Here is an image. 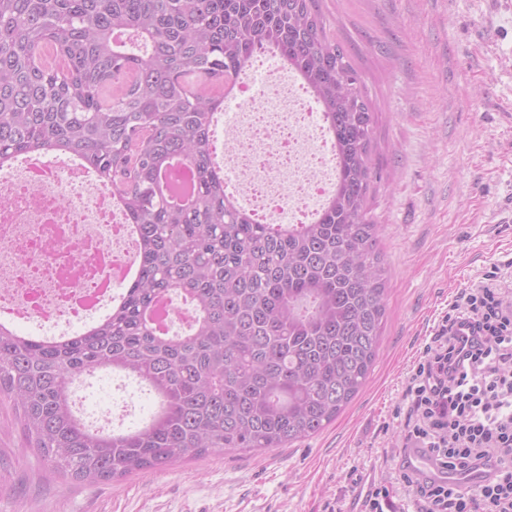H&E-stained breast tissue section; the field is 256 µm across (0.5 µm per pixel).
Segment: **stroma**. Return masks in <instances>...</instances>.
I'll use <instances>...</instances> for the list:
<instances>
[{
	"mask_svg": "<svg viewBox=\"0 0 512 512\" xmlns=\"http://www.w3.org/2000/svg\"><path fill=\"white\" fill-rule=\"evenodd\" d=\"M360 71L377 117L370 199L389 268L378 358L322 431L283 448L224 451L94 485L68 482L34 453L0 398V512H346L369 475L394 512L406 384L458 294L512 290V0H316ZM133 379L101 373L84 409L118 402Z\"/></svg>",
	"mask_w": 512,
	"mask_h": 512,
	"instance_id": "obj_1",
	"label": "stroma"
}]
</instances>
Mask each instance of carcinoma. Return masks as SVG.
Instances as JSON below:
<instances>
[{"mask_svg":"<svg viewBox=\"0 0 512 512\" xmlns=\"http://www.w3.org/2000/svg\"><path fill=\"white\" fill-rule=\"evenodd\" d=\"M63 61H40L46 46ZM320 106L336 185L307 224H263L224 189L212 121L259 54ZM376 115L316 0H0V166L67 154L126 212L138 274L74 336L0 326V395L26 446L67 481L97 484L213 451L317 434L365 384L388 271L369 200ZM191 170V193L174 179ZM189 300L166 335L163 296ZM127 373L155 399L140 425L91 426L73 387Z\"/></svg>","mask_w":512,"mask_h":512,"instance_id":"obj_1","label":"carcinoma"}]
</instances>
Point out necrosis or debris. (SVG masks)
I'll list each match as a JSON object with an SVG mask.
<instances>
[{
    "label": "necrosis or debris",
    "instance_id": "1",
    "mask_svg": "<svg viewBox=\"0 0 512 512\" xmlns=\"http://www.w3.org/2000/svg\"><path fill=\"white\" fill-rule=\"evenodd\" d=\"M227 161L259 222L305 223L336 183L314 100L278 71L262 94L245 89ZM125 215L80 161L32 156L0 167V318L75 326L97 311L130 261Z\"/></svg>",
    "mask_w": 512,
    "mask_h": 512
}]
</instances>
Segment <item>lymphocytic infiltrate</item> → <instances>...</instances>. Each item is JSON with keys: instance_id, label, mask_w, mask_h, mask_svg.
Here are the masks:
<instances>
[{"instance_id": "lymphocytic-infiltrate-1", "label": "lymphocytic infiltrate", "mask_w": 512, "mask_h": 512, "mask_svg": "<svg viewBox=\"0 0 512 512\" xmlns=\"http://www.w3.org/2000/svg\"><path fill=\"white\" fill-rule=\"evenodd\" d=\"M463 327L470 336L460 335ZM406 396L405 447L429 449L450 470L497 464L494 480L471 490L401 473L415 512H512V295L462 291L414 366Z\"/></svg>"}]
</instances>
